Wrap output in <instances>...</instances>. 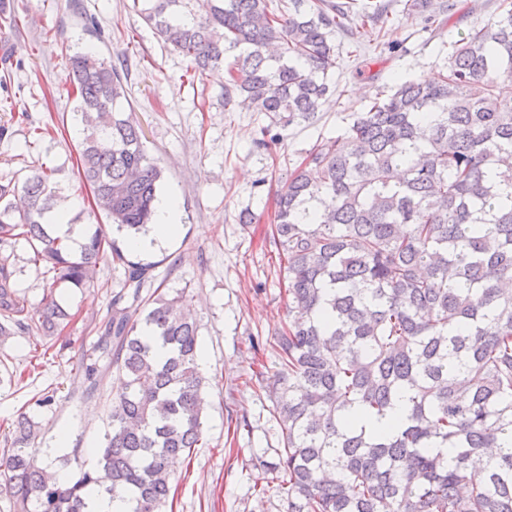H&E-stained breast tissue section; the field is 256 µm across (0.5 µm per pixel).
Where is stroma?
Instances as JSON below:
<instances>
[{"mask_svg": "<svg viewBox=\"0 0 512 512\" xmlns=\"http://www.w3.org/2000/svg\"><path fill=\"white\" fill-rule=\"evenodd\" d=\"M382 2L389 12L386 24L356 16L351 34L337 35L340 43L357 36L361 46L342 58L336 93L317 119L285 131L276 160L254 142L260 115L225 109L224 70L187 81L186 59L141 22L133 0H7L0 10V36L8 41V58L0 62V184L23 180L40 166L54 169L79 233L104 223L79 180L77 100L65 82L69 57L90 41L81 21L88 15L111 35L100 48L103 57L128 65L134 117L149 155L165 170L160 193L177 200V234L139 254L157 262L163 291L186 290L211 383L203 445L175 471L172 512H286L275 491L261 499L253 489L264 477L258 456L279 445L271 402L257 384L272 379L278 361L272 351L257 354L251 347L252 340H272L288 319L269 234L275 195L317 138L340 134L346 115L359 110L392 73L436 77L442 45L512 6V0H428L422 11L412 9L413 0ZM430 11L438 13V22H426ZM43 126L51 134L34 137V128ZM245 211L254 218L248 226L239 220ZM0 254L9 258L28 313H35L46 281L29 262L28 244L0 243ZM122 273L104 260L95 288L67 292L65 303L75 318L55 337L50 361L32 359L33 349L46 342L43 336L18 332L0 339V451L10 446L14 419L26 412L40 424L33 447L58 455L77 448L85 465L94 464L107 430L112 381L104 379L94 396H86L75 368L98 356V330L112 313V292ZM27 366L32 373L23 383L10 382L12 371ZM48 389L55 402L45 411L35 400Z\"/></svg>", "mask_w": 512, "mask_h": 512, "instance_id": "35a3bbf8", "label": "stroma"}]
</instances>
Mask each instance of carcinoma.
Segmentation results:
<instances>
[{"label":"carcinoma","mask_w":512,"mask_h":512,"mask_svg":"<svg viewBox=\"0 0 512 512\" xmlns=\"http://www.w3.org/2000/svg\"><path fill=\"white\" fill-rule=\"evenodd\" d=\"M153 33L198 75L227 64L224 105L264 115L256 144L314 120L336 92V32L375 0L309 12L281 0H134ZM512 9L473 26L433 81L397 79L321 138L275 201L272 234L287 281L288 323L267 384L281 433L262 463L288 512H512ZM66 82L81 125L78 173L107 220L82 240L54 170L0 184V241L24 239L53 274L26 315L0 256V336L60 335L74 315L61 288L122 265V290L95 349L113 396L94 465L80 449L40 458L25 412L0 458V496L17 512H165L175 464L201 447L209 406L185 291L153 288L155 262L119 240L149 234L163 169L142 142L119 69L89 47ZM490 454L481 470L471 459ZM79 465L70 478L62 472Z\"/></svg>","instance_id":"carcinoma-1"}]
</instances>
